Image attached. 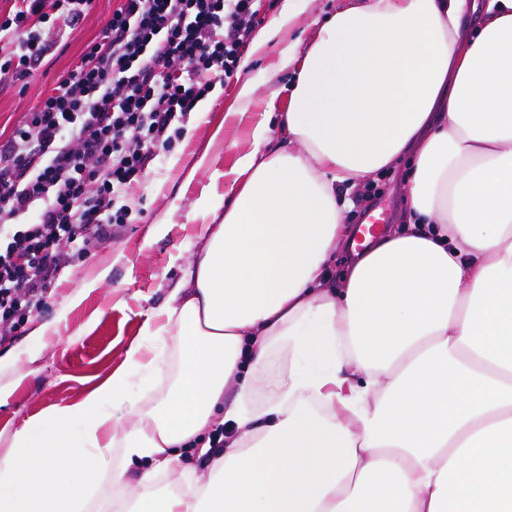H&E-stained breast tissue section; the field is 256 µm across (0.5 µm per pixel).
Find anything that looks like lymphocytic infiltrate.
I'll return each mask as SVG.
<instances>
[{
	"mask_svg": "<svg viewBox=\"0 0 512 512\" xmlns=\"http://www.w3.org/2000/svg\"><path fill=\"white\" fill-rule=\"evenodd\" d=\"M93 0H14L0 81L28 84ZM257 0H118L100 39L0 145V344L72 260L112 234L115 195L169 151L213 83L237 73Z\"/></svg>",
	"mask_w": 512,
	"mask_h": 512,
	"instance_id": "obj_1",
	"label": "lymphocytic infiltrate"
}]
</instances>
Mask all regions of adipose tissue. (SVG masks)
<instances>
[{"label":"adipose tissue","mask_w":512,"mask_h":512,"mask_svg":"<svg viewBox=\"0 0 512 512\" xmlns=\"http://www.w3.org/2000/svg\"><path fill=\"white\" fill-rule=\"evenodd\" d=\"M287 69L285 110L239 87L247 149L213 130L232 165L190 166L199 251L121 366L12 435L0 512H85L107 483L126 512H512V0H351ZM395 171L405 223L331 285L350 191ZM184 453L206 470L154 488Z\"/></svg>","instance_id":"ef3b65f1"}]
</instances>
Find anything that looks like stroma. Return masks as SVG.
<instances>
[{
  "instance_id": "stroma-1",
  "label": "stroma",
  "mask_w": 512,
  "mask_h": 512,
  "mask_svg": "<svg viewBox=\"0 0 512 512\" xmlns=\"http://www.w3.org/2000/svg\"><path fill=\"white\" fill-rule=\"evenodd\" d=\"M116 6L117 0H93L79 24L60 36L57 49L37 67L28 86L0 85V142L72 69L87 44L101 35ZM280 48V42H272L267 56L241 65L234 79L215 83L204 99L205 111L190 115L187 133L138 184L115 198V208L128 212L126 223L114 225L111 237L96 251L75 256L38 310L10 343L0 345V453L31 417L75 400L120 367L146 315L164 303L198 251L188 216L209 175L199 173L188 185L184 174L211 126L222 121L227 134L243 136V125L228 112L239 84L248 79L257 85L251 111H261L272 95L278 108L287 107L290 74L284 71L273 82L265 80V68ZM353 197L367 201L348 212L347 221L354 226H362L372 212L383 215L389 225L405 221L407 203L397 179L375 177ZM104 267L110 270L106 281L78 307H70L71 296ZM41 325L49 328L42 337L34 333Z\"/></svg>"
}]
</instances>
